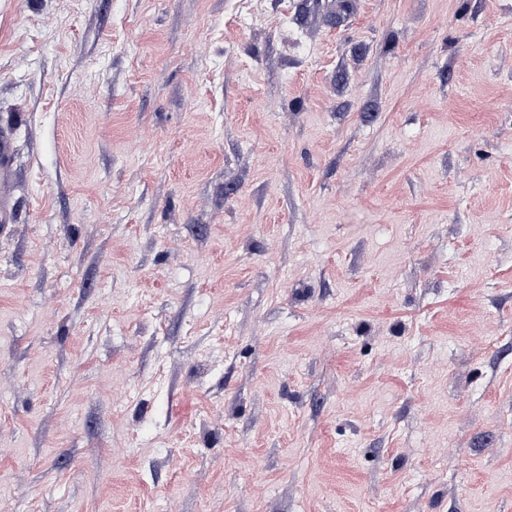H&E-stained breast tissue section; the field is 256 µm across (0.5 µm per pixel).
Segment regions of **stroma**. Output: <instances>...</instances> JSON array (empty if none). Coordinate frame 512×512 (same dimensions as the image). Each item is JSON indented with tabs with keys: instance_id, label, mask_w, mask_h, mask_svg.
Wrapping results in <instances>:
<instances>
[{
	"instance_id": "35a3bbf8",
	"label": "stroma",
	"mask_w": 512,
	"mask_h": 512,
	"mask_svg": "<svg viewBox=\"0 0 512 512\" xmlns=\"http://www.w3.org/2000/svg\"><path fill=\"white\" fill-rule=\"evenodd\" d=\"M0 0V512L512 505V0ZM14 155L13 134L9 127L0 129V222L8 224L13 220L12 158Z\"/></svg>"
}]
</instances>
